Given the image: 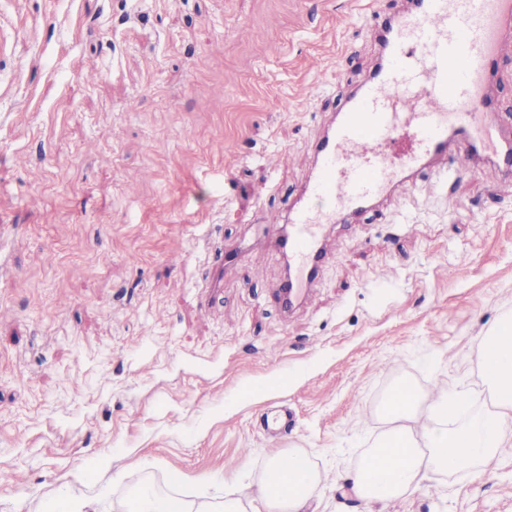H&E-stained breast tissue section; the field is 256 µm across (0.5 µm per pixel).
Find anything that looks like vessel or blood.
Here are the masks:
<instances>
[{
  "mask_svg": "<svg viewBox=\"0 0 512 512\" xmlns=\"http://www.w3.org/2000/svg\"><path fill=\"white\" fill-rule=\"evenodd\" d=\"M374 30L380 63L332 119L314 176L286 205L276 246L288 268L279 287L288 307L310 293L328 226L421 187L426 168L447 177L461 158L486 153L495 172L512 169V144L486 120L491 79L512 56V0H412Z\"/></svg>",
  "mask_w": 512,
  "mask_h": 512,
  "instance_id": "vessel-or-blood-1",
  "label": "vessel or blood"
}]
</instances>
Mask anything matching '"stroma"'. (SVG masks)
I'll return each instance as SVG.
<instances>
[{
  "label": "stroma",
  "instance_id": "1",
  "mask_svg": "<svg viewBox=\"0 0 512 512\" xmlns=\"http://www.w3.org/2000/svg\"><path fill=\"white\" fill-rule=\"evenodd\" d=\"M405 8L0 0V512L213 494L291 449L319 472L314 512H512V442L384 503L351 482L397 382L417 429L443 392L482 393L472 345L512 314V179L461 172L330 227L289 315L274 237L252 230L284 223L376 65L371 14ZM210 243L243 257L207 293ZM283 406L293 424L268 434ZM99 500L96 496L71 494L59 502L53 512H100Z\"/></svg>",
  "mask_w": 512,
  "mask_h": 512
}]
</instances>
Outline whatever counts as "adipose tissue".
Masks as SVG:
<instances>
[{"instance_id": "ef3b65f1", "label": "adipose tissue", "mask_w": 512, "mask_h": 512, "mask_svg": "<svg viewBox=\"0 0 512 512\" xmlns=\"http://www.w3.org/2000/svg\"><path fill=\"white\" fill-rule=\"evenodd\" d=\"M491 407L473 411L467 395L443 394L436 418L413 434L409 421L417 405L409 383L396 385L384 412L389 423L352 477L357 498L365 502L397 498L415 490L427 469H473L512 440V317L503 318L474 348ZM319 482L307 456L299 451L272 458L255 493L232 489L224 497L190 500L144 492L135 512H309Z\"/></svg>"}]
</instances>
